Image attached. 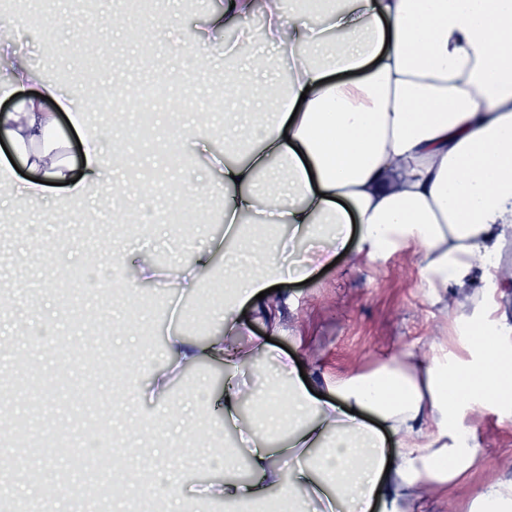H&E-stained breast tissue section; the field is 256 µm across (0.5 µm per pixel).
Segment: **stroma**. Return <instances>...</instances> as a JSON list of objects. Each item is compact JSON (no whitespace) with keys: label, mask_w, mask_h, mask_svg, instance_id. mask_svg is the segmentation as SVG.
Masks as SVG:
<instances>
[{"label":"stroma","mask_w":512,"mask_h":512,"mask_svg":"<svg viewBox=\"0 0 512 512\" xmlns=\"http://www.w3.org/2000/svg\"><path fill=\"white\" fill-rule=\"evenodd\" d=\"M122 0H0V23L19 22L13 49L0 51V82L11 75L12 50L30 53L35 70L63 89L77 91L83 102L111 99L114 91L136 97L145 80L137 66L139 43L134 30L154 35L158 52L155 84L163 95L147 100L150 126H141L138 115L125 114L114 123L112 114L92 112L89 123L121 138L130 146V163L107 169L106 181L116 192L132 198L139 170H151L164 181L181 184L200 181L205 170L200 157L187 147L193 135L207 137L214 152H222L229 130L224 122V103L217 92L224 84V59H195L184 53L201 25L202 11L196 0H153L151 19L135 18L133 27L110 35L111 58L97 56L76 37L89 26H106L119 11ZM190 98L195 106L177 117H168L170 105ZM89 196L70 199L57 189L42 198H21L13 186L0 182V277L18 281L9 305L0 307V334L20 337L39 376L18 380L19 370L9 355L0 353V395L10 394L13 405L5 423L19 429L23 445L17 453L31 478L26 487L0 479V500L12 512H83L84 491L99 472L101 459L112 462V476L127 480L131 493L106 501L99 512H168L162 495L142 498L137 490L152 484L140 454L147 439L169 446V438L155 435V407L132 400L131 394L154 374L169 372L172 387L170 411L185 416L190 430L178 442L171 462L181 472L186 489L200 490L214 481L210 457L214 449L237 445L236 432L225 426L220 438L211 435L214 410L190 402L201 383L220 391L221 364L209 360L170 371L165 344L179 333L196 341L211 334L209 308L224 293L226 271L216 259L210 277L196 292L177 286L157 287L140 280L142 261L158 267L191 264L197 250L210 239L224 235V196L199 193L191 206L196 228L188 229L161 219L162 210L174 208L167 197L155 199L148 218L133 215L130 223L114 228L110 212L99 210ZM97 226H84L87 216ZM133 258L115 278L95 288L87 283L61 289L56 285L60 267H81V256L95 249L108 258L114 231ZM35 248L32 262L12 271L8 262L19 250ZM420 256L399 252L388 260L367 265L345 254L329 270L318 272L307 283L286 282L262 302L246 305V319L239 322L234 341L255 349L261 372L246 375L253 390H263L277 358L288 355L300 362L319 394H327V381L353 370L369 371L387 359L408 351L427 352L441 338L448 324L442 306L432 305L420 279ZM99 322L103 339L89 346L83 341L89 321ZM132 329L135 350L117 354L114 336ZM70 367L73 384L91 387L95 405L88 406L71 392L53 387L55 371ZM121 415L110 420L112 407ZM110 424L112 444L96 450L83 447L84 428ZM483 448L473 477L448 490L423 492L420 512H465L471 500L491 482L512 478V415L492 409L473 418ZM53 425L67 427L76 439L70 453L55 456L45 465L42 447ZM54 477L60 493L45 504L37 490Z\"/></svg>","instance_id":"1"}]
</instances>
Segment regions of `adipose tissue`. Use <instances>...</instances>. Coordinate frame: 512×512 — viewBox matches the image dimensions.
<instances>
[{"label":"adipose tissue","mask_w":512,"mask_h":512,"mask_svg":"<svg viewBox=\"0 0 512 512\" xmlns=\"http://www.w3.org/2000/svg\"><path fill=\"white\" fill-rule=\"evenodd\" d=\"M253 9V0H234L209 12L195 53L234 56L214 36ZM263 17L288 85L273 87L270 117L225 70V98L251 107L225 114L235 135L212 157L204 187L224 196L226 238H239L244 217L266 215L287 228L291 249L287 261L234 278L211 311L207 342L175 335L168 354L179 366L206 358L227 368L223 421L250 448L247 480L211 489L225 512L264 503L275 485L280 512L296 486L318 498L335 492L351 512H413L421 484L445 488L476 466L468 416L489 405L512 413V315L497 283L512 247V0H274ZM10 67L13 83L31 92L0 110V141L20 153L25 190L64 183L76 197L97 185L114 207L137 210L102 185L113 158L86 131L77 92L39 78L23 56ZM49 100L82 132L81 174L62 156ZM204 187L183 185L179 196ZM408 250L422 255L430 301L448 310V341L337 377L326 399L282 361L255 421L240 422L238 376L253 357L224 343L236 312L284 274L311 278L316 260L352 251L372 264ZM269 418L287 430L280 446L262 437ZM293 455L300 463L282 477L275 461Z\"/></svg>","instance_id":"adipose-tissue-1"}]
</instances>
